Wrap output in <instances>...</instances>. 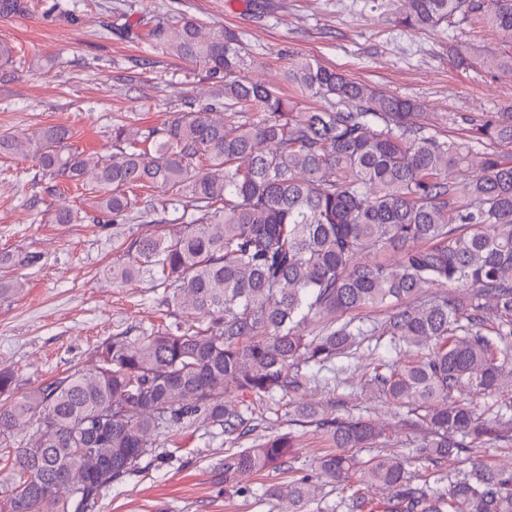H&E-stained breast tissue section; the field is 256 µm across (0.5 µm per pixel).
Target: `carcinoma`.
I'll list each match as a JSON object with an SVG mask.
<instances>
[{"label":"carcinoma","instance_id":"carcinoma-1","mask_svg":"<svg viewBox=\"0 0 512 512\" xmlns=\"http://www.w3.org/2000/svg\"><path fill=\"white\" fill-rule=\"evenodd\" d=\"M28 0H0V17ZM409 29L482 24L508 48L453 50L458 67L512 70V0H402ZM112 29L144 37L201 65L218 86L201 108L187 103L160 128L112 124V154L71 148L72 129L0 136V153L33 159L50 180L96 194L98 221L129 224L156 212L141 189L168 193L176 222L124 241L112 283L147 280L165 304L198 324L175 321L144 336L101 342L91 361L20 391L0 369V451L14 476L0 512H91L102 491L135 471L155 438L197 421L239 440L253 431L235 393L262 400L320 382L304 368L334 371L366 338L408 360L375 357L365 388L406 410L412 451L359 462L350 448L398 442L387 424L322 414L334 450L320 478L352 491V512H512V465L472 450L512 443V112L468 118L464 135L431 131L412 100L348 79L316 59L292 63L289 78L325 102L303 107L240 76L239 35L186 18L139 33L117 16ZM18 51L0 40V74ZM61 205L54 224H83ZM36 257L0 255L3 269ZM25 289L0 278V303ZM364 309L385 317L366 322ZM491 404L477 412L468 395ZM292 438H267L224 456V484L286 465ZM450 457L467 468L442 494L415 482L417 464ZM306 476L267 494L303 512L318 496ZM384 498L375 500L373 494Z\"/></svg>","mask_w":512,"mask_h":512}]
</instances>
